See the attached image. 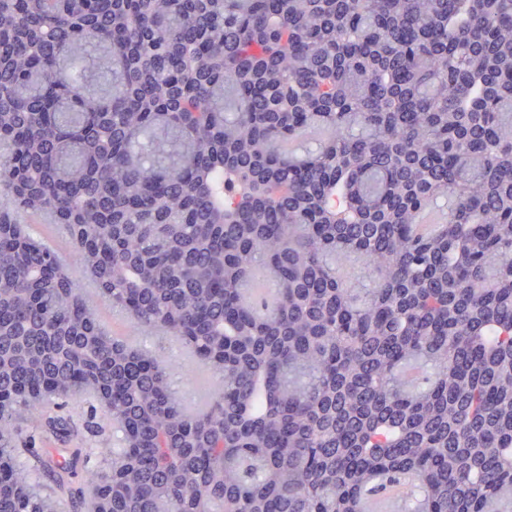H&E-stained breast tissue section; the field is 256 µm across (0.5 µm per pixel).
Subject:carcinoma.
Segmentation results:
<instances>
[{
  "mask_svg": "<svg viewBox=\"0 0 512 512\" xmlns=\"http://www.w3.org/2000/svg\"><path fill=\"white\" fill-rule=\"evenodd\" d=\"M46 382L0 512H512V0H0V390ZM56 394L115 443L44 484ZM46 215L34 213L30 210H21L17 214L18 221L25 228L27 233L44 244H46L53 251L55 250L58 255L64 260L66 270L72 281L78 288L92 301L97 310V314L102 323L110 331L112 336L118 340L129 344V336H146L129 330L128 322L122 317L119 326L114 328L113 322L117 319V311L112 308V303L99 293L97 285L93 278L83 269L81 264L76 258L75 247L70 236L61 233L57 228V236L59 240H52L48 238L43 226L47 224L45 219ZM49 220L50 218L46 216ZM41 219V223L36 221ZM43 225V226H38ZM172 338H173V336H168L166 341H165V346H166L167 350L164 349L163 357L165 359L173 357L176 360V362L179 364V365L176 364V366L178 367V372L182 371L185 368H189V369H192L194 371V381H193V383L191 385L187 386L186 389H187V391L194 392V396H195V392H196V402L200 403V401H201L200 400L201 399V392H202L201 388H202V386L204 384V379L198 373L199 372V370H198V361L196 360L194 362H190V361L187 362L186 360L182 359L181 357L177 358L174 355H172V353H170L169 350H168V345L172 344Z\"/></svg>",
  "mask_w": 512,
  "mask_h": 512,
  "instance_id": "obj_1",
  "label": "carcinoma"
}]
</instances>
